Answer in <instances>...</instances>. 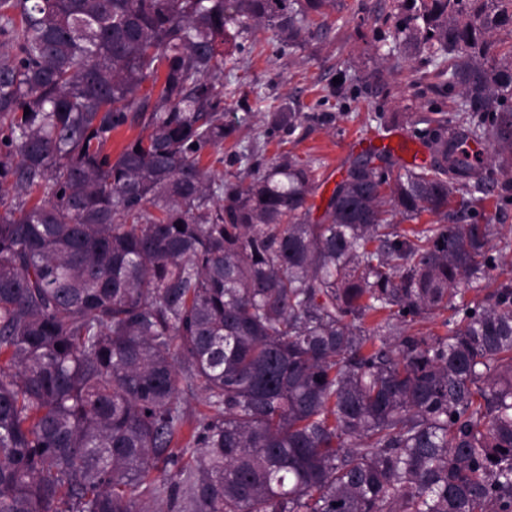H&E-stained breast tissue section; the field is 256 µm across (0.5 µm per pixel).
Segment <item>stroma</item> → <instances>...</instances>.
Masks as SVG:
<instances>
[{"label":"stroma","instance_id":"35a3bbf8","mask_svg":"<svg viewBox=\"0 0 512 512\" xmlns=\"http://www.w3.org/2000/svg\"><path fill=\"white\" fill-rule=\"evenodd\" d=\"M396 0H336L321 30L306 35L300 48L275 51L261 42L244 55L235 76L224 80L225 123L236 131L224 142L225 156L236 144L258 141L261 164L283 151L320 163L322 183L310 197L313 218L355 158L354 139H379L393 130L411 132L421 116L454 112L462 98L449 92L439 64L409 60L402 46L377 41L379 18ZM285 103L302 114L294 133L263 136L259 97ZM499 234L492 241L498 265L492 276L512 275V202L492 190L483 202Z\"/></svg>","mask_w":512,"mask_h":512}]
</instances>
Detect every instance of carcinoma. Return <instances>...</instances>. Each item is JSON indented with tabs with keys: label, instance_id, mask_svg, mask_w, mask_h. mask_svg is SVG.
Listing matches in <instances>:
<instances>
[{
	"label": "carcinoma",
	"instance_id": "cac0c4a2",
	"mask_svg": "<svg viewBox=\"0 0 512 512\" xmlns=\"http://www.w3.org/2000/svg\"><path fill=\"white\" fill-rule=\"evenodd\" d=\"M334 6L0 0V512H512V277L458 300L495 266L480 194L512 191V0H399L460 111L418 120L424 164L357 156L320 220L312 161L201 165L245 42ZM181 405L190 419L211 413L203 393L197 389H186L180 395Z\"/></svg>",
	"mask_w": 512,
	"mask_h": 512
}]
</instances>
